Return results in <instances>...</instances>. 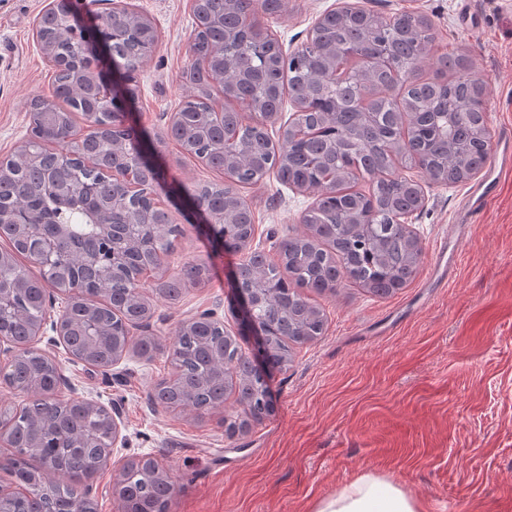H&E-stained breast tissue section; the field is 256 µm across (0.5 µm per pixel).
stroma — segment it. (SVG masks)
<instances>
[{"label": "stroma", "mask_w": 512, "mask_h": 512, "mask_svg": "<svg viewBox=\"0 0 512 512\" xmlns=\"http://www.w3.org/2000/svg\"><path fill=\"white\" fill-rule=\"evenodd\" d=\"M150 17L161 40L136 73L133 118L158 134L155 156L168 180L186 185L222 180L221 171L184 155L166 134V116L186 100L193 14L189 0H131ZM338 0H285L270 29L284 52L300 47ZM391 15L405 8L427 16L439 51L464 53L487 85L484 106L499 155L512 131V0H357ZM46 0H0V156L27 138V109L52 92L51 69L32 38ZM425 204L408 217L422 256L405 288L378 297L353 285L312 295L327 317L318 339L291 347L288 365L269 381L275 406L261 422L230 434L235 395L206 414L152 400L168 377L169 347L183 322L212 310L230 334L239 329L233 273L240 262L173 211L185 232L168 258V273L188 261L206 279L187 285L170 304L145 295L151 318L143 332L159 347L152 359L127 353L102 380L66 352L57 358L78 395L123 410L125 447L91 483L97 512H117L119 469L148 456L169 474L168 512H314L315 505L364 474L406 489L423 512H512V169L497 171L483 206L464 213L469 185L438 186L420 170ZM254 219L252 246L269 248L305 230L312 195L267 175L242 191ZM453 263L444 288L430 287L440 240Z\"/></svg>", "instance_id": "stroma-1"}]
</instances>
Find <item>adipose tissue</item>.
I'll return each instance as SVG.
<instances>
[{
  "label": "adipose tissue",
  "mask_w": 512,
  "mask_h": 512,
  "mask_svg": "<svg viewBox=\"0 0 512 512\" xmlns=\"http://www.w3.org/2000/svg\"><path fill=\"white\" fill-rule=\"evenodd\" d=\"M315 512H422V508L393 482L365 475L321 501Z\"/></svg>",
  "instance_id": "obj_1"
}]
</instances>
